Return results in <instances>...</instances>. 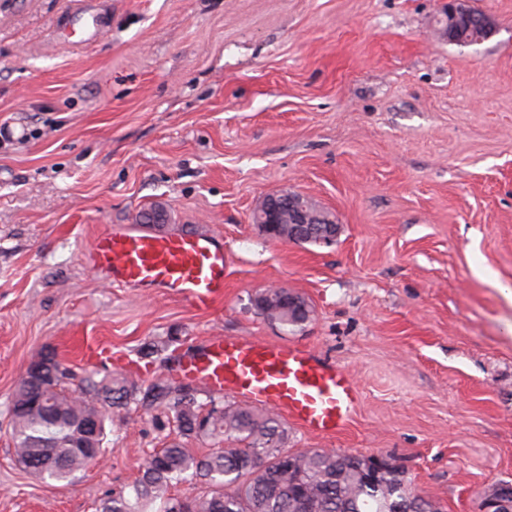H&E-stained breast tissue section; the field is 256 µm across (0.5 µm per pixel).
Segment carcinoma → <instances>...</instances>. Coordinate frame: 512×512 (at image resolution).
<instances>
[{
  "instance_id": "cac0c4a2",
  "label": "carcinoma",
  "mask_w": 512,
  "mask_h": 512,
  "mask_svg": "<svg viewBox=\"0 0 512 512\" xmlns=\"http://www.w3.org/2000/svg\"><path fill=\"white\" fill-rule=\"evenodd\" d=\"M307 210L318 224L303 235L289 234L285 224L284 240L317 244L320 229L333 218L313 201ZM251 306L291 331L312 316L304 299L288 307L280 288L259 290ZM35 360L40 374L21 375L9 416L15 455L36 476L64 481L90 466L93 458L78 451L63 463L45 461L59 448L77 447L87 420L97 422V433L83 439L84 447L104 454L112 414L132 405L146 415L161 410L176 432L148 455L129 489L102 502L100 512H407L413 501L414 512H440L414 492L406 470L391 460L390 469L372 479L365 455L288 447V427L273 412L214 398L208 411L198 391L186 393L164 375L142 390L121 374L98 379L92 372L78 379L52 351ZM189 440L224 447L198 455L185 447ZM188 479L208 485V491L192 499L174 496L173 486Z\"/></svg>"
}]
</instances>
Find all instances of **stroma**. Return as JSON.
Wrapping results in <instances>:
<instances>
[{"mask_svg": "<svg viewBox=\"0 0 512 512\" xmlns=\"http://www.w3.org/2000/svg\"><path fill=\"white\" fill-rule=\"evenodd\" d=\"M0 0V512H96L169 433L132 410L104 461L68 482L16 460L8 407L45 350L76 372L94 342L140 361L209 336L311 347L362 401L342 436L292 448L382 455L442 512L512 481V0H471L495 31L448 42L445 0ZM290 190L329 211L333 245L267 238L252 214ZM223 238L224 301L108 285L82 255L141 211ZM304 296L291 332L257 314ZM89 15L92 18V26L89 27L92 31H87L85 29L84 33L86 35L85 40H91L94 36L99 35L102 28L105 25V16L102 13L90 14L83 6V2H80L78 6L71 13L67 21V25L69 28H74L79 22L84 20V18ZM280 288L284 287L260 289L251 299V306L258 315L283 329H302L311 319L310 305L303 297L299 304L288 307L284 291Z\"/></svg>", "mask_w": 512, "mask_h": 512, "instance_id": "stroma-1", "label": "stroma"}]
</instances>
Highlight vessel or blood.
Returning a JSON list of instances; mask_svg holds the SVG:
<instances>
[{
	"mask_svg": "<svg viewBox=\"0 0 512 512\" xmlns=\"http://www.w3.org/2000/svg\"><path fill=\"white\" fill-rule=\"evenodd\" d=\"M85 263L109 283L175 296L199 311L224 301V243L212 236L114 224L95 239ZM172 375L276 411L321 436L341 432L359 402L350 371L284 341L210 336L185 351Z\"/></svg>",
	"mask_w": 512,
	"mask_h": 512,
	"instance_id": "vessel-or-blood-1",
	"label": "vessel or blood"
}]
</instances>
